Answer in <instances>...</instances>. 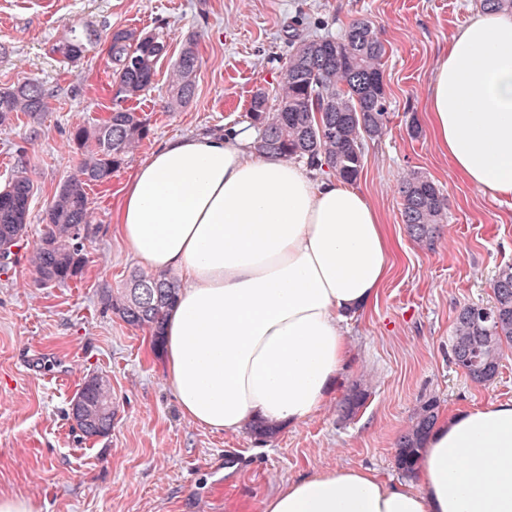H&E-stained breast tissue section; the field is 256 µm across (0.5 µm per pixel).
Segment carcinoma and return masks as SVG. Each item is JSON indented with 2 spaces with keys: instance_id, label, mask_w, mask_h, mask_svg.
I'll use <instances>...</instances> for the list:
<instances>
[{
  "instance_id": "carcinoma-1",
  "label": "carcinoma",
  "mask_w": 512,
  "mask_h": 512,
  "mask_svg": "<svg viewBox=\"0 0 512 512\" xmlns=\"http://www.w3.org/2000/svg\"><path fill=\"white\" fill-rule=\"evenodd\" d=\"M95 37L86 28L55 46L67 59H81ZM167 50L155 33L117 28L109 36L107 69L123 101L141 96L153 83L156 66ZM385 45L376 26L356 19L338 37L307 35L289 40L288 57L275 91L257 90L251 98L248 118L259 135L255 151L267 157L303 160L313 169L348 182L363 169L368 142L387 132L390 102L381 61ZM200 66L197 43L186 42L171 70L174 95L166 107L186 104L194 93ZM49 93L35 79L25 78L0 91V125L22 112L35 119L48 107ZM148 135V126L130 108L115 107L89 129L78 126L71 133L75 146L74 172L62 183L46 211V230L33 247L30 263L44 284L64 283L82 275L89 259L85 240L90 224L87 187L104 183L127 158L132 157ZM32 181L21 167L8 187L0 190V248L12 254L27 233ZM401 218L409 237L430 246L439 224L446 218L447 198L426 175L411 171L400 183ZM494 301L489 306L461 307L455 317L450 355L476 385L485 386L498 375L503 344L512 345V265L499 269L492 283ZM179 291L178 281L166 273H140L119 292L105 287L101 300L127 324L147 330L159 347L163 326ZM78 395L88 414L112 422V386L100 375L87 378ZM367 393L354 390L343 403L346 416L354 414ZM439 416V403L430 399L417 409L396 442L395 465L413 473L425 440Z\"/></svg>"
}]
</instances>
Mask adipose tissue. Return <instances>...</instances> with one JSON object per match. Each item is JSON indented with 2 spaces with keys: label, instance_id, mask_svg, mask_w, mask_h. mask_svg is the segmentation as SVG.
Returning a JSON list of instances; mask_svg holds the SVG:
<instances>
[{
  "label": "adipose tissue",
  "instance_id": "obj_1",
  "mask_svg": "<svg viewBox=\"0 0 512 512\" xmlns=\"http://www.w3.org/2000/svg\"><path fill=\"white\" fill-rule=\"evenodd\" d=\"M427 123L473 188L512 200V13H479L429 81ZM249 130L165 140L123 189L115 229L183 284L163 346L183 415L216 432L294 426L350 358L343 323L378 297L393 241L351 183L256 153ZM417 486L368 469L284 484L262 512H512V401L438 418Z\"/></svg>",
  "mask_w": 512,
  "mask_h": 512
}]
</instances>
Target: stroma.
Returning a JSON list of instances; mask_svg holds the SVG:
<instances>
[{"label": "stroma", "mask_w": 512, "mask_h": 512, "mask_svg": "<svg viewBox=\"0 0 512 512\" xmlns=\"http://www.w3.org/2000/svg\"><path fill=\"white\" fill-rule=\"evenodd\" d=\"M479 0H0V89L26 77L50 94L39 120L18 114L0 126V186L18 158L33 182L28 234L0 265V492L37 497L44 512H260L284 482L324 469L364 468L403 481L395 443L414 411L434 398L440 412L512 400V346L499 373L478 386L450 357L457 310L493 302L492 280L512 265V201L500 202L458 178L424 119L434 62ZM371 19L386 43L391 115L369 143L356 187L381 211L396 243L377 300L349 322L352 357L326 406L305 423L259 438L213 432L186 419L149 332L107 310L102 287H124L144 266L112 229L135 167L165 139L221 133L248 124L256 89L275 92L288 54V27L311 34L317 22L340 35ZM97 31L72 62L51 47L70 27ZM163 31L167 53L152 88L130 106L150 133L110 180L88 188V265L81 277L38 286L29 254L43 218L75 164L71 132L95 126L117 99L105 67L112 29ZM198 37L202 64L192 100L167 111L169 73L183 43ZM418 170L442 189L447 218L432 246L408 236L399 183ZM106 376L115 416L104 438L83 439L68 417L84 378ZM367 392L349 418L340 410L354 387Z\"/></svg>", "instance_id": "35a3bbf8"}]
</instances>
